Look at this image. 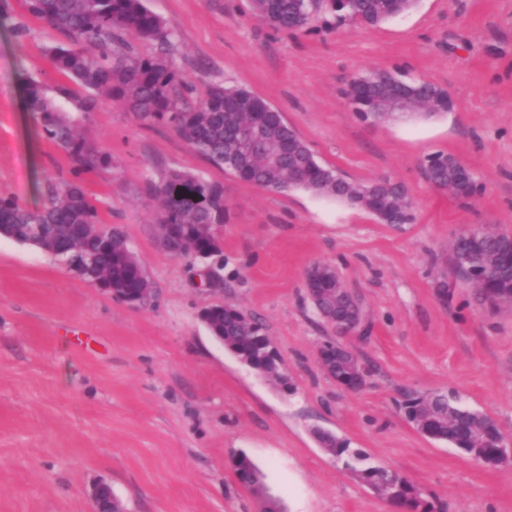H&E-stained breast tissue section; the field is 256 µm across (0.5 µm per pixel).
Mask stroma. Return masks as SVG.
Listing matches in <instances>:
<instances>
[{"label":"stroma","instance_id":"stroma-1","mask_svg":"<svg viewBox=\"0 0 512 512\" xmlns=\"http://www.w3.org/2000/svg\"><path fill=\"white\" fill-rule=\"evenodd\" d=\"M173 31L172 62L192 98L239 87L282 112L318 163L354 182L390 178L415 206L411 224L304 190L268 191L210 164L174 129L138 122L109 99L65 102L110 167L81 176L103 225L120 230L154 298L144 307L94 288L54 256L0 237V512H93L111 487L124 512H261L236 478L247 454L282 512H402L318 443L345 439L368 463L417 487L433 512H512V461L486 465L409 423L406 394L444 393L512 436V307L478 303L451 260L479 224L512 235V0H418L384 23L313 16L297 31L256 19L249 0H147ZM27 33L17 37L16 26ZM64 36L22 0L0 10V195L41 206L47 180L74 163L25 105L33 78H62L45 55ZM401 70L447 90L430 119L362 121L352 77ZM434 152L471 169L462 200L432 186ZM180 169L222 183L229 219L209 264L160 248L149 182ZM336 269L362 304L364 333L345 342L368 368L351 392L322 369L331 329L312 309L305 271ZM263 318L287 387L256 375L215 340L204 309Z\"/></svg>","mask_w":512,"mask_h":512}]
</instances>
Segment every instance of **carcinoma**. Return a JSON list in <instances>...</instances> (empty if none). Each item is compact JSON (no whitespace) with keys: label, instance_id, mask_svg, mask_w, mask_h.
<instances>
[{"label":"carcinoma","instance_id":"obj_1","mask_svg":"<svg viewBox=\"0 0 512 512\" xmlns=\"http://www.w3.org/2000/svg\"><path fill=\"white\" fill-rule=\"evenodd\" d=\"M27 11L42 19L68 38L45 49L54 68L65 79L48 95L39 82H25V101L34 113L45 138L73 158L78 167L73 178L50 182L43 204L29 209L11 197H0V225L16 239L53 253V243L64 230L72 235L67 244L70 258L80 264L93 260L92 272L117 288H141L145 298L153 294L152 283L140 276V266L117 229L105 234L99 230L97 208L84 190L80 176L87 170L112 163L109 153L97 150L81 128L65 113L62 100H79V109L91 112L101 97L122 103L146 126H171L211 164L235 174L262 189L287 192L305 189L345 201L384 224H410L414 214L403 186L389 179L368 184L356 183L311 162L313 153L288 126L280 112L266 110L267 103L243 88L212 85L196 102L187 100L185 80L171 65L172 31L153 13L145 0H24ZM415 0H331L339 18L376 26L410 9ZM253 14L275 30L303 27L311 14L323 7L321 0H251ZM152 41L158 52L137 54L129 38ZM87 91L79 98L78 88ZM349 99L372 119L430 118L448 111V93L423 80L408 79L398 71L373 70L353 78ZM264 113L265 134L250 146L243 145L234 130L249 124L254 113ZM425 176L434 186L459 198H469L478 188L458 182L456 160L443 152L429 155ZM161 201L160 224L174 227L175 237L186 256L207 259L220 251L212 235V225L224 223V185L197 175L170 170L159 183L148 184ZM489 270L485 282H476V298L487 290L512 291V236L497 229L485 234L480 228L457 239L452 261L458 275L470 280L468 267L458 258ZM324 273L333 288L321 304L345 309L353 298L341 284L334 268ZM210 330L224 338V348L251 361L274 382L282 381L279 363L264 356L270 340L264 320L229 305L212 314ZM404 414L421 433L447 442L469 454L480 449L483 456L495 458L497 440L505 437L491 417L450 404L441 393L408 394L401 405ZM320 445L342 461L360 482L388 502L413 510L431 512L420 491L395 472L365 464V458L349 449L338 437L317 432ZM238 480L261 500L263 512H280L278 502L269 496L263 476L254 462L241 453L233 458Z\"/></svg>","mask_w":512,"mask_h":512}]
</instances>
